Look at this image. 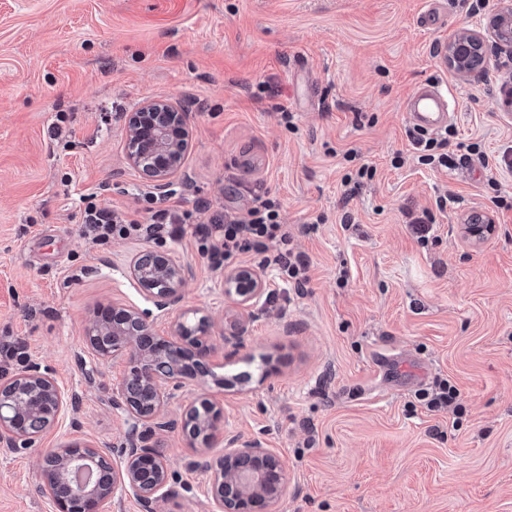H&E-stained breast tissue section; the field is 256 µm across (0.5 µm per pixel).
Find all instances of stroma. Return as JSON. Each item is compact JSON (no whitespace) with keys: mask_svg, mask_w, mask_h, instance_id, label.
I'll return each instance as SVG.
<instances>
[{"mask_svg":"<svg viewBox=\"0 0 512 512\" xmlns=\"http://www.w3.org/2000/svg\"><path fill=\"white\" fill-rule=\"evenodd\" d=\"M0 0V377L36 363L73 404L34 447L0 441V512H55L39 459L86 442L128 438L112 387L125 359L95 363L85 328L108 305L144 309L129 274L147 248L188 271L181 308H203L215 334L241 318L223 270L199 250L197 225L238 212L250 190L278 199L309 263L303 290L265 269L271 301L244 324L237 354L213 353L209 393L225 430L279 454L288 486L279 512H512V168L479 160L429 170L411 160L403 102L424 83L447 87L450 151L512 148V57L487 41L488 65L460 74L433 48L457 32L486 33L502 0ZM435 13L440 23L426 27ZM188 106V149L171 200L189 220L176 239L83 233L82 197L97 193L148 223V189L129 165L125 115L147 100ZM294 115L285 124L282 112ZM68 120L60 139L48 128ZM356 160H346L349 149ZM406 162L395 168V154ZM373 180L343 186L357 166ZM497 188H490L488 179ZM447 197L444 210L435 202ZM433 210L434 242L410 214ZM489 215L483 241L461 232ZM460 409L418 398L439 380ZM177 479L161 512H210L207 477L180 430L157 431Z\"/></svg>","mask_w":512,"mask_h":512,"instance_id":"1","label":"stroma"}]
</instances>
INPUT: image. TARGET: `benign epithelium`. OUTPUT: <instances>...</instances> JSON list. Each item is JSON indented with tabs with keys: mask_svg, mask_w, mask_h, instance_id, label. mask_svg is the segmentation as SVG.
I'll use <instances>...</instances> for the list:
<instances>
[{
	"mask_svg": "<svg viewBox=\"0 0 512 512\" xmlns=\"http://www.w3.org/2000/svg\"><path fill=\"white\" fill-rule=\"evenodd\" d=\"M491 37L512 50V2L489 23ZM448 68L470 73L487 62L484 37L467 29L448 41ZM190 113L167 100H148L125 120L126 156L147 184L163 191L182 169L187 149ZM495 225L479 215L474 224H464L462 233L486 238ZM130 274L159 311H168L182 300L186 268L165 253L140 251L130 264ZM224 295L239 304L258 302L264 293L261 273L237 267L224 273ZM149 310L112 307V313L91 323L86 342L95 360L107 362L124 356L129 373L112 390V401L129 419L131 439L108 454L87 444L69 443L55 448L53 479L67 485L70 494L53 496L56 512H102L103 506L124 491H133L145 512H157L161 502L175 493L168 465L149 441L158 428L168 404L187 386L184 367L193 379L217 381L211 362L214 319L197 308L179 315L172 334L152 332ZM67 402L49 373L36 364L0 383V437L16 451L26 450L64 413ZM224 421V407L198 397L184 404L181 429L191 445H200L189 462L209 474L213 512H277L287 485L282 459L258 440L225 441L224 456L207 457L206 449Z\"/></svg>",
	"mask_w": 512,
	"mask_h": 512,
	"instance_id": "1",
	"label": "benign epithelium"
}]
</instances>
